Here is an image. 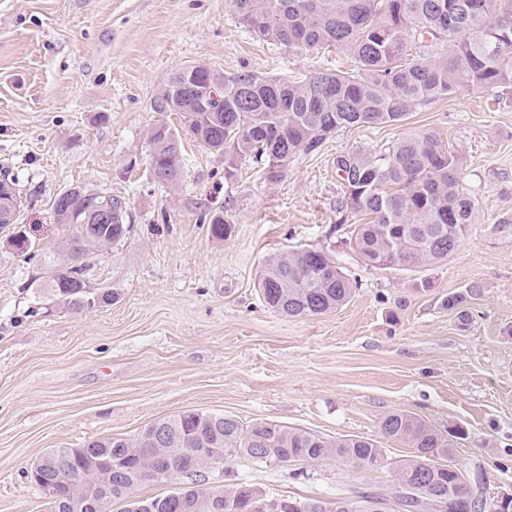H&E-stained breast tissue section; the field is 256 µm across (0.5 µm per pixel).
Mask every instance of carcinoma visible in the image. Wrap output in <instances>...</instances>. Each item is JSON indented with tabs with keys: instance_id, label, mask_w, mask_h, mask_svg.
<instances>
[{
	"instance_id": "cac0c4a2",
	"label": "carcinoma",
	"mask_w": 512,
	"mask_h": 512,
	"mask_svg": "<svg viewBox=\"0 0 512 512\" xmlns=\"http://www.w3.org/2000/svg\"><path fill=\"white\" fill-rule=\"evenodd\" d=\"M246 30L288 49L334 48L354 63L348 71L324 69L284 80L249 71L226 76L205 65L177 69L156 94L153 109L177 116L147 136L156 181L181 178L184 139L189 137L224 157V178L233 179L246 162L261 166L270 182L288 175V163L313 154L337 131L396 125L419 107L461 90L486 92L512 81V0H232ZM448 44L442 63L428 61L439 43ZM221 86L220 98H209ZM191 85L204 98L195 106L184 98ZM343 172L338 210L360 223L349 243L371 265L410 270L439 264L458 249L473 224L476 209L463 191L457 156L434 135L402 139L374 156L336 158ZM53 208L60 223L72 227L65 259L49 277L53 300L84 310L112 302V291L86 290L75 262L92 249L120 242L127 231L120 199L81 187L58 194ZM258 287L264 302L289 317L326 314L343 305L353 283L325 252L314 248L285 251L265 263ZM168 440L158 446L135 439L90 441V451L112 457V470L83 481L57 482L64 470L86 468L83 456H63L30 475L35 486L56 490L62 512H83L97 485L112 482V493L97 512L127 499L141 485L162 483L158 476L180 461L184 486L145 503L159 512H383L387 498L368 488L352 497L267 499L247 485L222 489L206 483L204 471L236 457L258 464L318 461L336 456L367 470L387 466L383 449L364 438L330 440L309 431L269 421L243 424L222 413L185 411L165 419ZM382 436L413 449L397 462L394 477L400 512H498L496 503L473 495L461 469L447 464L457 437L419 417L392 411L380 420ZM185 437H202L207 450L180 456Z\"/></svg>"
}]
</instances>
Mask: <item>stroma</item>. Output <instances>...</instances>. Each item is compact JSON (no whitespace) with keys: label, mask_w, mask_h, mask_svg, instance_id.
<instances>
[{"label":"stroma","mask_w":512,"mask_h":512,"mask_svg":"<svg viewBox=\"0 0 512 512\" xmlns=\"http://www.w3.org/2000/svg\"><path fill=\"white\" fill-rule=\"evenodd\" d=\"M191 63L287 78L352 67L333 50L257 39L231 0H0V173L24 200L19 225L0 227V512H47L27 476L46 449L133 438L188 410L368 438L389 461L368 471L334 456L238 457L208 470L216 488L230 474L274 498L373 487L398 512L391 464L411 450L379 420L406 411L462 429L452 462L476 494L512 490V84L496 102L461 91L397 125L340 130L277 183L251 162L225 179L223 157L190 143L178 185L165 186L147 132L167 115L152 101ZM425 134L456 153L476 220L443 264L369 265L336 210V159ZM74 186L119 197L129 224L83 264L114 301L81 312L36 293L68 233L53 199ZM216 213L231 227L221 239ZM17 229L28 252L10 244ZM302 248L326 251L355 282L336 311L291 318L260 296L265 261Z\"/></svg>","instance_id":"obj_1"}]
</instances>
